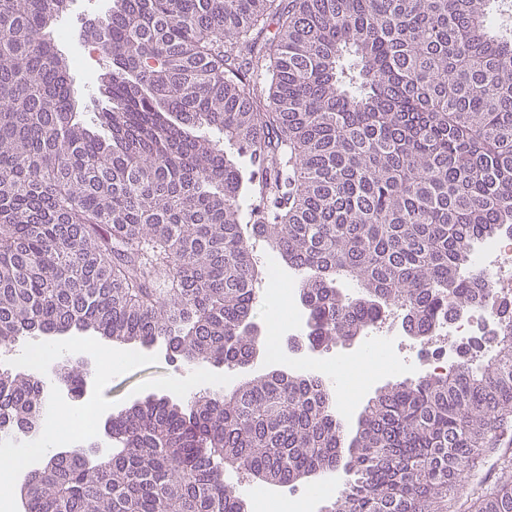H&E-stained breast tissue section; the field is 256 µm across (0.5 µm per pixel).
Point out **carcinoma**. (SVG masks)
I'll return each instance as SVG.
<instances>
[{
    "label": "carcinoma",
    "instance_id": "obj_1",
    "mask_svg": "<svg viewBox=\"0 0 512 512\" xmlns=\"http://www.w3.org/2000/svg\"><path fill=\"white\" fill-rule=\"evenodd\" d=\"M66 7L0 0L1 347L76 330L245 367L252 237L300 274L311 347L394 308L427 341L486 304L475 245L512 234V31L491 0H113L84 30L111 62L87 116L49 31ZM472 348L483 365L465 349L370 400L332 512H512L511 456L497 483L461 481L512 414V313ZM61 378L78 394L86 372ZM46 403L0 368V435L34 431ZM342 439L313 372L149 397L112 416V457H45L28 512H247L224 462L291 485L336 468Z\"/></svg>",
    "mask_w": 512,
    "mask_h": 512
}]
</instances>
